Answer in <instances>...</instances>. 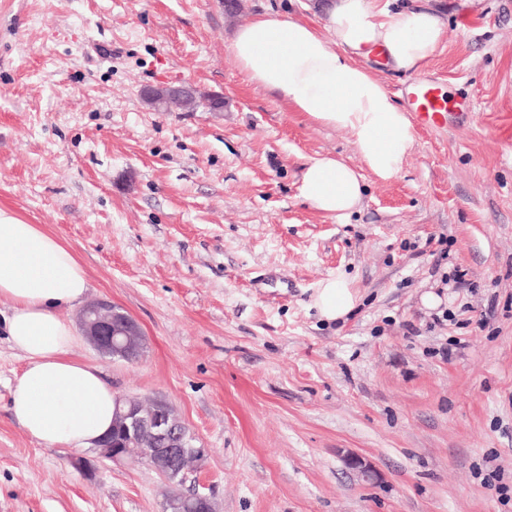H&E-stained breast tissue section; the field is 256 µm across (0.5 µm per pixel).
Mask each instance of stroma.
<instances>
[{
  "instance_id": "35a3bbf8",
  "label": "stroma",
  "mask_w": 512,
  "mask_h": 512,
  "mask_svg": "<svg viewBox=\"0 0 512 512\" xmlns=\"http://www.w3.org/2000/svg\"><path fill=\"white\" fill-rule=\"evenodd\" d=\"M326 2L243 0L230 17L219 0H0V209L59 236L87 299L140 325L138 362L82 335L71 355L116 395L173 407L217 512H512L490 484L512 488V0H433L447 40L384 82L398 98L430 78L471 110L417 126L399 175L366 174L343 221L299 187L317 156L363 171L350 135L252 85L228 48L257 13L321 19ZM180 84L223 111L140 95ZM336 276L357 304L329 321L312 298ZM24 365L1 332L0 512H164L146 464L23 430Z\"/></svg>"
}]
</instances>
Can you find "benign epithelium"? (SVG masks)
<instances>
[{"instance_id":"benign-epithelium-1","label":"benign epithelium","mask_w":512,"mask_h":512,"mask_svg":"<svg viewBox=\"0 0 512 512\" xmlns=\"http://www.w3.org/2000/svg\"><path fill=\"white\" fill-rule=\"evenodd\" d=\"M80 323L86 338L103 355L129 362L143 353L138 323L109 302L88 305ZM116 421L117 433L144 449L150 466L163 476L181 468L189 447L197 455H206V449L191 447L189 431L163 399L145 405L119 397ZM98 448L101 457L115 464L126 459L122 440L106 437Z\"/></svg>"}]
</instances>
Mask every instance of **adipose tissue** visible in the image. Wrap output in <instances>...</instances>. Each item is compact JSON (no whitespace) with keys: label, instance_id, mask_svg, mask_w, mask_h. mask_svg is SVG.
I'll use <instances>...</instances> for the list:
<instances>
[{"label":"adipose tissue","instance_id":"ef3b65f1","mask_svg":"<svg viewBox=\"0 0 512 512\" xmlns=\"http://www.w3.org/2000/svg\"><path fill=\"white\" fill-rule=\"evenodd\" d=\"M447 36L430 0L394 9L382 0H333L321 25L258 13L235 29L229 50L253 84L314 122L348 132L369 172L390 180L416 134L381 75L418 72ZM363 191V175L331 156L311 159L300 187L306 200L340 220L360 206ZM89 286L84 265L57 235L0 209V297L10 303L1 323L26 361L10 410L29 436L52 447H95L115 417L116 395L100 370L69 354L75 330L64 313L82 304ZM356 301L341 277L322 282L313 296L329 321Z\"/></svg>","mask_w":512,"mask_h":512}]
</instances>
